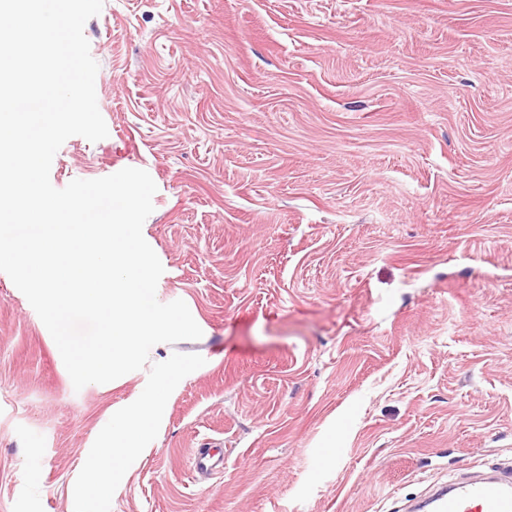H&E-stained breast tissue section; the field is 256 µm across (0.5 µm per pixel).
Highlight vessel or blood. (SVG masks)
Masks as SVG:
<instances>
[{"label": "vessel or blood", "mask_w": 512, "mask_h": 512, "mask_svg": "<svg viewBox=\"0 0 512 512\" xmlns=\"http://www.w3.org/2000/svg\"><path fill=\"white\" fill-rule=\"evenodd\" d=\"M224 455L201 448L192 457L193 470L207 475L223 468ZM429 512H512V473L494 470L465 480L452 479L424 502Z\"/></svg>", "instance_id": "b4317fda"}]
</instances>
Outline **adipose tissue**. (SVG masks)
Returning <instances> with one entry per match:
<instances>
[{
  "mask_svg": "<svg viewBox=\"0 0 512 512\" xmlns=\"http://www.w3.org/2000/svg\"><path fill=\"white\" fill-rule=\"evenodd\" d=\"M181 375L173 366L143 384L140 392L112 413V425L102 430L87 457L83 477L78 484L82 495L92 496L112 489L111 465L150 453L162 412L174 394Z\"/></svg>",
  "mask_w": 512,
  "mask_h": 512,
  "instance_id": "ef3b65f1",
  "label": "adipose tissue"
}]
</instances>
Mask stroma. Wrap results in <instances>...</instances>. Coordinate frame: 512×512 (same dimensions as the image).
<instances>
[{
    "mask_svg": "<svg viewBox=\"0 0 512 512\" xmlns=\"http://www.w3.org/2000/svg\"><path fill=\"white\" fill-rule=\"evenodd\" d=\"M84 35L108 136L50 181L150 174L157 298L202 336L77 390L0 272V512H393L512 464V0H104ZM176 364L152 452L77 495ZM192 469L201 475H208L224 469V454L218 448H199L192 457Z\"/></svg>",
    "mask_w": 512,
    "mask_h": 512,
    "instance_id": "1",
    "label": "stroma"
}]
</instances>
